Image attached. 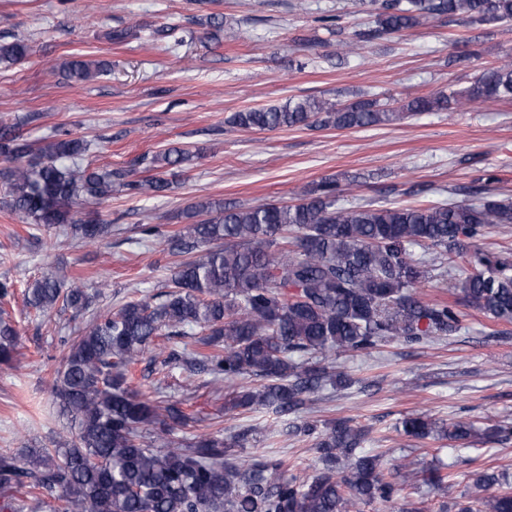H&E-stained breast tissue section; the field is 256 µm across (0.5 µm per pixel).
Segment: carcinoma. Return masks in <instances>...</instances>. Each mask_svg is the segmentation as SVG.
Wrapping results in <instances>:
<instances>
[{
    "instance_id": "1",
    "label": "carcinoma",
    "mask_w": 512,
    "mask_h": 512,
    "mask_svg": "<svg viewBox=\"0 0 512 512\" xmlns=\"http://www.w3.org/2000/svg\"><path fill=\"white\" fill-rule=\"evenodd\" d=\"M445 15L508 22L512 0H382L374 26L341 47L352 53L362 42ZM31 53L23 37L0 41V63L17 64ZM104 71L103 63L81 58L62 66L75 82ZM509 99L512 61L484 70L456 103ZM447 107L444 95L399 106L305 98L237 112L230 124L252 131L355 129ZM87 150L86 140L63 132L29 160L21 134L1 126L0 157L10 166L0 178L12 209L37 227L55 225L93 244L110 235L112 225L77 219L74 208L111 197L115 186L159 196L170 189L163 169L192 157L180 148L144 155L137 163L154 174L130 180L122 170L84 166ZM336 193V181L328 179L291 205L197 203L189 217L209 218L164 238L167 250L183 257L168 291L89 320L55 370L53 396L70 421V440L62 448L1 451L0 494L24 489L51 512H361L371 502L393 501L395 484L381 455L363 448L366 430L349 419L323 431L301 428L315 438L322 468L300 479L288 476L282 459L241 458L240 434L174 440L188 415L176 402L153 405L128 383L131 369L151 352L161 364L176 360L190 373L202 368L216 378L259 380V387L234 397L236 406H263L278 416L295 412L327 387L350 384L329 365L331 353L368 354L386 342L449 337L461 329L454 305L418 295L433 264L413 258L412 246L462 259L461 300L491 320L512 322V259L469 251L489 226L512 224V201L340 208ZM23 296L27 307L43 314L59 304L86 313L92 303L83 289L63 287L52 272L28 281ZM182 337L181 345L172 343ZM17 343L15 326L1 317L0 363L13 360ZM305 355L315 361H298ZM402 428L417 438L458 441L474 433L469 423L447 428L418 414L405 417ZM476 485L487 495L476 509L458 504V512H512L506 475L480 472Z\"/></svg>"
}]
</instances>
